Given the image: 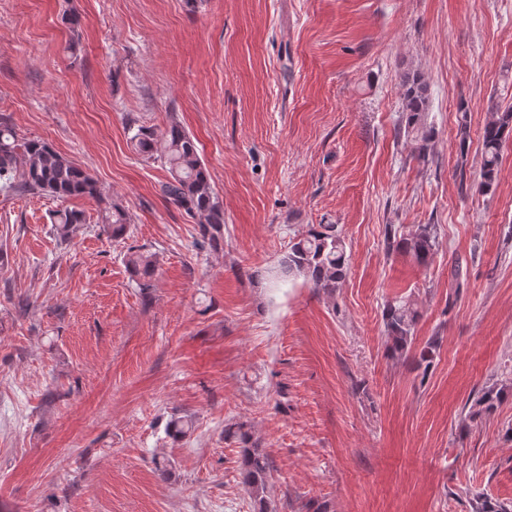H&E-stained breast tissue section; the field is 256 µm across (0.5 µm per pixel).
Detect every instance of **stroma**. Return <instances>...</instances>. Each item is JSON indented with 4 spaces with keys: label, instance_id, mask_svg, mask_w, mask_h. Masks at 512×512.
I'll list each match as a JSON object with an SVG mask.
<instances>
[{
    "label": "stroma",
    "instance_id": "obj_1",
    "mask_svg": "<svg viewBox=\"0 0 512 512\" xmlns=\"http://www.w3.org/2000/svg\"><path fill=\"white\" fill-rule=\"evenodd\" d=\"M413 74L423 152L398 133ZM510 106L512 0H0V116L104 193L0 195V512H252L233 421L274 462L269 512L512 507V394L475 413L512 379V139L478 188L482 128ZM173 122L224 203L223 251L130 145ZM114 204L119 241L99 223ZM66 208L87 222L64 241ZM310 224L345 246L332 297L276 276ZM390 224L438 225L432 261L389 252ZM402 297L419 318L396 358L383 310ZM131 216L123 208L112 205L102 216V230L113 239L123 238L129 233ZM155 256L141 250L132 251L127 256L126 265L135 278L138 288H151V280L155 271Z\"/></svg>",
    "mask_w": 512,
    "mask_h": 512
}]
</instances>
